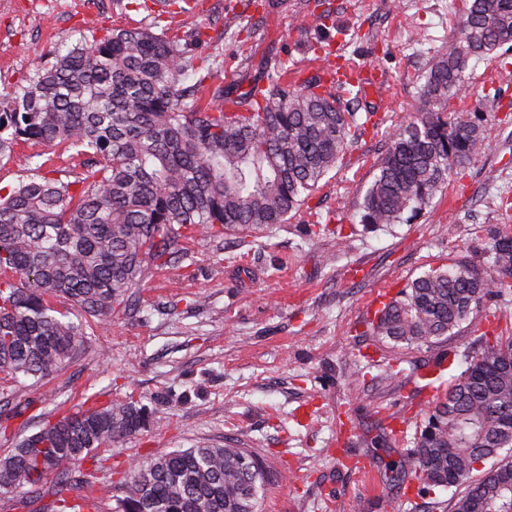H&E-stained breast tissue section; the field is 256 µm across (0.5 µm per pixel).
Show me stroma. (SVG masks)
Wrapping results in <instances>:
<instances>
[{
	"mask_svg": "<svg viewBox=\"0 0 512 512\" xmlns=\"http://www.w3.org/2000/svg\"><path fill=\"white\" fill-rule=\"evenodd\" d=\"M337 64L374 69L384 86L343 85L338 97L357 114L379 110L382 130L350 145L342 165L313 194L310 210L287 223L223 243H188L182 262L153 271L124 321L86 326V342L39 385L1 379L0 397L30 404L33 434L46 394L68 406L92 400L142 401L148 431L100 451L113 471L138 459L200 442L231 438L262 456L270 472L259 512H453L454 489L418 491L387 480V450L414 448L429 408L451 375L482 349L483 333L512 334V294H489L482 313L438 342L397 344L372 334L375 312L410 280L433 267L488 262V232L512 236V121L487 98L512 99V48L471 60L464 102L485 121L488 152L449 174L442 191L407 224H361L359 207L388 147L387 133L420 107L423 75L455 35L466 0H330ZM300 0H261L226 19L224 0L173 19L188 35L226 26L224 78L246 74L248 61L277 57L314 69L307 52L319 31L299 32ZM139 27L151 15L118 0H0V89L20 84L48 49L75 39L84 20ZM341 235L312 237L313 222ZM200 296L204 305H192ZM176 311H169L170 302ZM456 352L452 371L425 381L437 359ZM407 424L408 434L370 448L364 436Z\"/></svg>",
	"mask_w": 512,
	"mask_h": 512,
	"instance_id": "obj_1",
	"label": "stroma"
}]
</instances>
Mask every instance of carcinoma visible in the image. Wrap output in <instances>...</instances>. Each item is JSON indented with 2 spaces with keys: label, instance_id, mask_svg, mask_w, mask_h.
<instances>
[{
  "label": "carcinoma",
  "instance_id": "cac0c4a2",
  "mask_svg": "<svg viewBox=\"0 0 512 512\" xmlns=\"http://www.w3.org/2000/svg\"><path fill=\"white\" fill-rule=\"evenodd\" d=\"M161 18L199 0H127ZM227 30L190 37L164 28L85 23L23 83L0 91V162L23 175L0 186V374L47 379L84 344V321L124 320L153 270L185 256L197 238L224 239L284 224L308 204L349 139L379 124L358 122L325 74L286 81L288 62L215 83ZM512 42V0H468L455 37L424 76L420 112L391 132V146L360 206L363 224H404L428 206L453 168L486 152L483 119L452 107L468 90L473 58ZM194 81L185 83L184 77ZM40 145L81 159V176L43 170ZM489 288L512 293V237L491 232L487 268L458 261L409 282L383 305L374 333L419 345L476 314ZM484 345L437 397L411 459L387 463L391 479L420 490L466 484L454 512H512V336ZM137 400L44 414L39 430L0 454V496L16 512H99L90 478L98 449L147 429ZM84 467V479L73 471ZM481 470L475 477L473 472ZM268 475L261 456L234 440L199 444L131 464L113 512H258Z\"/></svg>",
  "mask_w": 512,
  "mask_h": 512
}]
</instances>
